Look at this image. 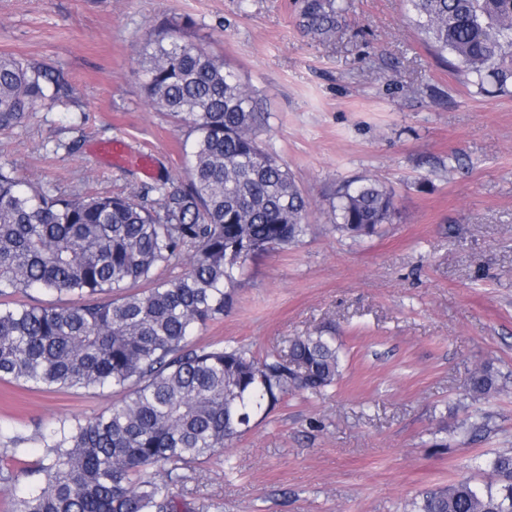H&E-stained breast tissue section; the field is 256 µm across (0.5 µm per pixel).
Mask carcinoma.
<instances>
[{
	"mask_svg": "<svg viewBox=\"0 0 512 512\" xmlns=\"http://www.w3.org/2000/svg\"><path fill=\"white\" fill-rule=\"evenodd\" d=\"M423 42L481 92L512 94V0H405ZM343 8L304 0L300 25L334 40ZM149 106L186 128V180L146 191L83 196L40 191L0 164V381L42 391L111 389L120 401L95 417L41 434L37 487L8 512H179L174 489L195 463L267 416L290 393H320L341 375L330 336L307 334L263 355L200 345L224 316L238 276L262 253L307 233V197L259 139L267 115L232 70L171 24L141 51ZM74 99L52 66L0 57V131ZM393 194L364 179L332 202L337 230L371 235L391 221ZM184 265L175 276L161 269ZM36 290L60 305L12 300ZM110 294L112 299L103 296ZM504 387L491 365L470 376L481 399ZM28 438L0 426V453ZM487 479L426 491L410 512H512V453L484 462Z\"/></svg>",
	"mask_w": 512,
	"mask_h": 512,
	"instance_id": "1",
	"label": "carcinoma"
}]
</instances>
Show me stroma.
Here are the masks:
<instances>
[{
    "label": "stroma",
    "mask_w": 512,
    "mask_h": 512,
    "mask_svg": "<svg viewBox=\"0 0 512 512\" xmlns=\"http://www.w3.org/2000/svg\"><path fill=\"white\" fill-rule=\"evenodd\" d=\"M340 36L299 27L303 0H0V56L63 69L75 105L44 104L0 131V164L45 190L120 193L184 178V129L145 101L143 44L166 24L234 69L269 116L260 139L308 197V231L248 263L230 309L199 332L262 353L335 337L342 376L288 395L177 492L195 512H405L421 493L512 452V95L457 81L423 43L404 0H340ZM150 153L151 174L111 168L100 143ZM394 194L378 234L335 230L344 184ZM506 380L481 400L471 373ZM0 381V424L27 436L0 505L34 487L40 431L116 401ZM488 417L483 436L465 423Z\"/></svg>",
    "instance_id": "obj_1"
}]
</instances>
